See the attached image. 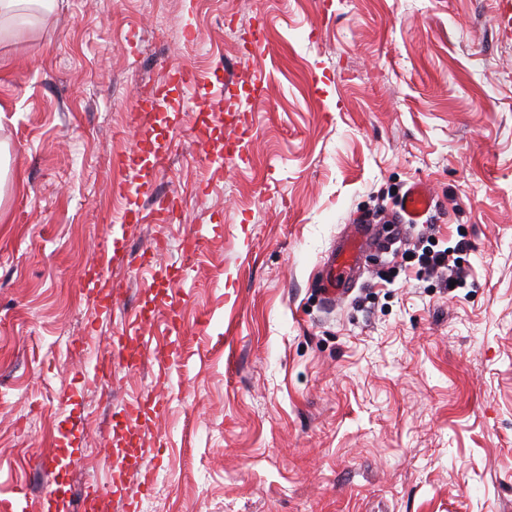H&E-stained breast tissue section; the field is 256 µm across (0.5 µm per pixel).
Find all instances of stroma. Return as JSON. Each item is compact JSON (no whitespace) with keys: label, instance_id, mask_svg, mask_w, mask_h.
Masks as SVG:
<instances>
[{"label":"stroma","instance_id":"35a3bbf8","mask_svg":"<svg viewBox=\"0 0 512 512\" xmlns=\"http://www.w3.org/2000/svg\"><path fill=\"white\" fill-rule=\"evenodd\" d=\"M497 12L55 0L0 23V512H80L92 487L103 512H512V33ZM173 67L196 82L131 125L140 88ZM246 130L247 160L225 159ZM144 137L153 153L131 169ZM415 181L436 212L326 303L313 280L346 225L386 223ZM162 198L177 206L158 223ZM131 211L142 223H122ZM427 233L465 243L464 287L404 258ZM150 242L164 251L147 268ZM102 246L108 277L90 268ZM136 319L171 361L93 378ZM159 393L165 415L124 418Z\"/></svg>","mask_w":512,"mask_h":512}]
</instances>
